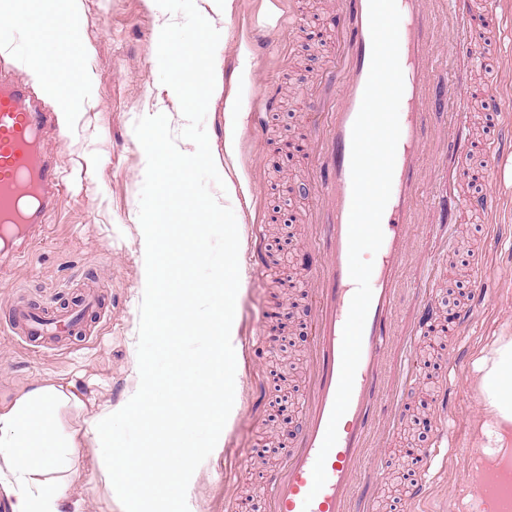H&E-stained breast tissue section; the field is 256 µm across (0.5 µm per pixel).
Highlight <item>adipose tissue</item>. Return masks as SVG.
<instances>
[{"mask_svg": "<svg viewBox=\"0 0 512 512\" xmlns=\"http://www.w3.org/2000/svg\"><path fill=\"white\" fill-rule=\"evenodd\" d=\"M43 0H0V24L26 23L33 43L22 66L56 101L82 95L85 74L73 62V43H53V32L77 31L79 0H64L62 14L42 11ZM143 287L149 298L145 310L148 329L157 341L190 334L211 340L213 359L223 360L224 338L230 327L223 316H205L198 298L181 291L171 275L173 259L200 264L202 253L178 250L162 221L147 225L141 243ZM474 369L480 380V403L485 417L479 425L480 459L494 465L512 454V336H501L491 351L478 358ZM140 383L124 392L116 407L87 416L86 400L74 382L35 385L9 403L0 404V490L11 497L12 512H60L59 502L76 475L80 450L100 448L99 477L105 487L121 486L126 498L138 500L163 483H181L193 458L190 448L176 444L166 431L189 417L223 421V374L207 373L204 391L190 395L157 394L163 379L146 363L137 367ZM139 420L147 428L142 447L118 446L112 439L116 421Z\"/></svg>", "mask_w": 512, "mask_h": 512, "instance_id": "adipose-tissue-1", "label": "adipose tissue"}]
</instances>
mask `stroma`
Instances as JSON below:
<instances>
[{"instance_id":"1","label":"stroma","mask_w":512,"mask_h":512,"mask_svg":"<svg viewBox=\"0 0 512 512\" xmlns=\"http://www.w3.org/2000/svg\"><path fill=\"white\" fill-rule=\"evenodd\" d=\"M298 3L302 24L279 41L256 45L265 27L289 18ZM198 10L220 33L224 74L222 94L211 99L204 127L220 175L236 189L231 207L239 233L249 225L292 224L293 238H266L277 251L261 275L241 276L236 299V336L259 329L260 317L291 310L292 331L271 349L251 357L233 347L224 362L234 417L219 424L201 420L186 427V441L197 446L191 470L180 485L160 486L152 501L131 508L98 478V449L81 451L80 472L69 484L61 512H249L248 501L262 494L264 468L278 463L296 430L305 381L311 369L306 259H318L309 241L310 133L307 97L337 53L336 0H234L230 22L216 17L209 0H195ZM470 14L482 34L483 64L467 75L472 146L464 158L461 194L493 190L512 197V159L493 169L483 154L485 137L493 135L486 95L497 93L501 66L512 55V31L494 24L472 0ZM77 68L90 76L87 94L69 104L67 121L48 130L45 146L64 182L60 205L49 228L19 258L0 245V321L20 302L38 308L47 299L56 307L74 308L93 284L101 296L100 311L87 315L89 338L66 346L29 352L17 338L0 334V403H8L34 383L72 381L84 387L91 414H99L135 386V366L147 357L155 373L171 375V351L196 362L208 361L202 340L172 339L163 345L145 329L142 318L143 275L139 221L145 153L133 132L144 113L177 112L171 88L159 79L158 34L146 0H81ZM31 38L20 25L0 26V74L28 79L14 61ZM277 92L279 107L268 130L258 133L249 114L260 98ZM238 105L237 143L224 146L226 102ZM413 255L443 257L444 266L431 286L438 314L417 348L421 385L404 405L406 424L386 449L388 462L380 482L378 512H405L404 493L422 449L434 439V394L448 382V352L460 347L467 366L458 387L456 411L448 421L446 464H434V483L427 503L431 512H482L474 464L477 428L483 415L473 363L501 336H512V238L488 241L479 217L460 218L439 229L420 222ZM486 264L485 301L475 311L470 333L457 339L449 309L469 296L472 267ZM265 398L259 419L247 417L251 388Z\"/></svg>"}]
</instances>
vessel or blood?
<instances>
[{"label":"vessel or blood","instance_id":"vessel-or-blood-1","mask_svg":"<svg viewBox=\"0 0 512 512\" xmlns=\"http://www.w3.org/2000/svg\"><path fill=\"white\" fill-rule=\"evenodd\" d=\"M401 13L400 63L404 93L400 106L401 136L396 151L392 193L385 208L384 241L371 277L372 300L368 311L361 359L349 407L338 423V440L325 461L327 480L313 491L312 469L331 416L341 371L343 327L356 285L349 274L348 230L352 203L351 140L369 75L372 42L369 0H342V24L336 31L338 54L308 97L314 116L310 126L311 160L315 166V207L312 221L322 263L311 270V303L317 315L312 325L314 372L303 398L301 424L281 461L265 476L260 512H374L375 493L365 468L368 451L389 441L401 428L402 409H394L388 424L376 418V404L389 392L406 399L420 376L408 355L393 358V338L427 333L436 302L423 291L410 322L398 315L401 288L398 271L409 255L412 232L420 211L418 190L424 166L435 176L429 202L433 223L442 226L463 214H477L486 228L501 221L503 206L490 191L462 196L455 190L461 179L460 161L470 150L461 113L468 100L464 83H453L439 95L434 54V29L450 27L449 63L471 69L480 61L476 33L462 0H397ZM457 113L448 131V150L431 152L428 136L435 110ZM52 121L35 91L26 83L0 76V235L9 236L16 225L43 231L55 210L61 178L41 150L44 130ZM512 153V118L502 117L496 135L486 144L490 164ZM251 270L265 265L264 234L253 225L247 242ZM9 335L40 346L49 336H78L85 328L76 313L47 312L14 307L5 325ZM456 402L454 391L436 401L437 445L424 449L421 463L408 487V503L421 502L429 488L430 469L438 447L448 440V419Z\"/></svg>","mask_w":512,"mask_h":512}]
</instances>
